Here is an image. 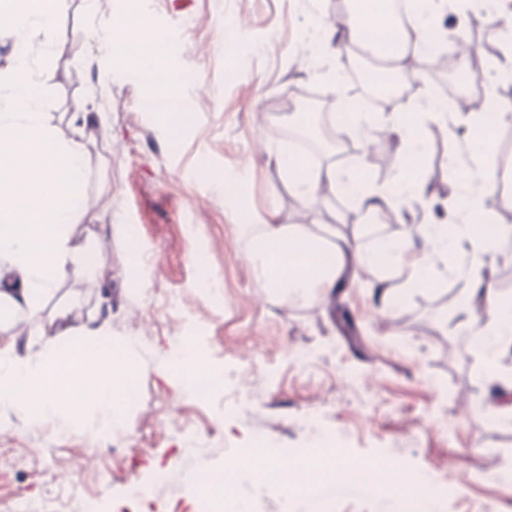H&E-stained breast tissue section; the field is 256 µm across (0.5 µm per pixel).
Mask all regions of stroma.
Here are the masks:
<instances>
[{
  "mask_svg": "<svg viewBox=\"0 0 512 512\" xmlns=\"http://www.w3.org/2000/svg\"><path fill=\"white\" fill-rule=\"evenodd\" d=\"M121 0H68L50 39L33 59L54 78L47 120L64 138L82 136L87 170L80 187L84 218L73 241L105 248L95 276L71 270L48 296L40 318L49 333L94 318L119 341H138L134 397L120 408L126 429L107 436L96 416L68 431L28 424L18 410L0 414V512H125L126 490L141 485L153 512H202L195 474L224 466L264 435L289 453L315 447L322 435L345 440L354 459L383 458L433 477L435 512H512V347L495 368L468 330L470 285L438 276L424 288L406 275L381 280L359 271L355 284L328 297H280L252 270L249 240L224 203L225 174L241 173L248 211L291 224L303 205L279 163L304 109L335 114L338 68L368 72L353 44L336 35L321 43L316 22L336 0H142L140 26L181 34L171 67L193 76L188 112L160 117L138 107L143 86L126 76L92 33ZM444 31H462L479 47L477 77L499 105H512V27L468 8L439 13ZM235 38L240 55L225 51ZM110 72L106 112L87 93ZM390 111L375 110L379 142L341 156L319 145L321 165L363 170L387 186L403 153L384 134ZM427 175L402 207L390 236L418 224H448L457 210L453 167L479 163L496 176L485 210L490 224L512 226V123L473 140V119L449 112L447 125L425 121ZM338 186H323L309 215L312 231L356 213ZM137 247L138 265L128 261ZM193 337L203 360L224 377L198 400L172 359ZM256 512H400L380 486L324 480L308 489H250Z\"/></svg>",
  "mask_w": 512,
  "mask_h": 512,
  "instance_id": "35a3bbf8",
  "label": "stroma"
}]
</instances>
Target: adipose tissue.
I'll return each instance as SVG.
<instances>
[{"mask_svg":"<svg viewBox=\"0 0 512 512\" xmlns=\"http://www.w3.org/2000/svg\"><path fill=\"white\" fill-rule=\"evenodd\" d=\"M67 0H0V22L13 40V65L0 74V329L15 328L18 315L34 314L73 265L95 266L99 258L73 245L71 226L84 211L79 188L85 176V146L77 139L58 136L47 122L50 70L32 65L34 51H48L47 35ZM133 10L113 15L97 29V39L110 57L128 66L125 40ZM380 0H353L349 16L341 23L322 26L324 40L336 30L359 41L365 28L384 24ZM390 129L405 147L407 161L389 187L365 189L361 172L339 168L307 167L302 161L281 158L295 195L304 203L317 200L322 186L337 185L360 210L379 215L396 210L418 189L424 170L411 159L426 154L424 129L394 119ZM495 187L492 173L470 175L461 185L460 210L464 216L455 229L443 224H420L397 239L381 241L376 248H351L345 237L326 240L313 235L305 224H277L260 215L241 221L243 234L252 241L249 261L266 288L282 297L310 292L330 293L342 285L347 268L373 269L381 275L408 268L407 287L420 288L433 279L439 265L450 273L471 279V298L481 299L485 316H473L471 326L481 339L480 352L494 364L497 350L512 341V304L504 303L481 276L488 258L512 242V228L485 234L472 219L481 212ZM426 247L416 250L415 238ZM469 240L467 264H453L458 239ZM26 334L39 344L36 357L0 344V411L22 410L29 424L54 421L69 430L84 414L98 415V426L111 433L123 429L120 413L128 385L139 371L132 353L133 340L109 344L101 328L82 324L66 341L47 336L43 328L28 323Z\"/></svg>","mask_w":512,"mask_h":512,"instance_id":"adipose-tissue-1","label":"adipose tissue"}]
</instances>
